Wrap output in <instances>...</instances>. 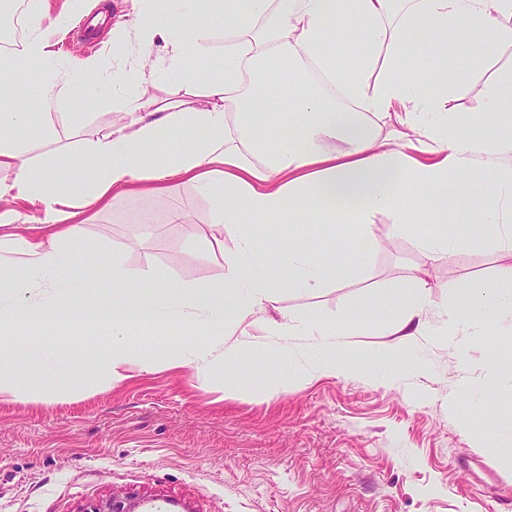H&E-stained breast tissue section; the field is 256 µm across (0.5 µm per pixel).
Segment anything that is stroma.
<instances>
[{"instance_id":"1","label":"stroma","mask_w":512,"mask_h":512,"mask_svg":"<svg viewBox=\"0 0 512 512\" xmlns=\"http://www.w3.org/2000/svg\"><path fill=\"white\" fill-rule=\"evenodd\" d=\"M167 9L176 31L210 29L196 57L200 75L222 67L225 25L184 7L180 0H86L87 14L125 22L140 13ZM51 69L66 85L63 99L45 107L42 78L25 67L15 72L21 104L30 115L20 141L59 176L48 195L68 191L82 163V145L116 126L128 96L196 107L202 86L186 83L170 68L162 43L151 61L154 79L130 81L120 89L82 76L78 61L94 59L102 75H122L141 62L133 35L113 36L111 27H72L54 35ZM448 70L460 74L459 118L477 137L492 133L486 86L512 73V46L503 47L486 68L449 54ZM289 112L278 84L266 85L252 110L265 126L268 144L282 127L270 106ZM491 176L486 167L453 178L428 195L423 223L393 235L389 212L374 214L373 249L359 254L357 229L342 216L315 215L309 224L288 221L224 229V250L205 239L212 200L194 183L171 181L162 193L143 189L79 208L82 238L68 248L75 283L64 300L72 306L111 292L105 272L120 264L142 292L162 279L190 289L222 286L223 253L237 249L240 233L261 241L279 265L286 248L315 254L344 251V267L316 288L277 289L268 318H318L328 326L367 295L408 292L419 271L432 285L428 298L430 335L394 347L382 325L365 326L332 348L324 336L270 334L225 337L221 327L182 320L151 321L126 342L137 357L157 362L149 372L126 368L112 385V327L67 323L0 331V364L21 367L20 383L38 394H0V512H85L95 501L137 493L144 512H512V371L492 365L506 336L453 335L450 325L458 291L471 282L496 279L504 260L493 245L495 230L484 225L446 224L442 215ZM17 224L0 223V270L26 264L8 237L36 225L38 202L14 201ZM182 223H168L172 211ZM449 234L453 251L435 256L423 240ZM213 349L215 369L198 378L191 365L196 346ZM352 362L349 378L320 371L332 352ZM178 357L183 366L165 367ZM288 381L286 392L265 396L271 377ZM233 394H225V386ZM490 417L483 438L467 435L478 415Z\"/></svg>"}]
</instances>
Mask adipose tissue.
Here are the masks:
<instances>
[{
	"label": "adipose tissue",
	"instance_id": "1",
	"mask_svg": "<svg viewBox=\"0 0 512 512\" xmlns=\"http://www.w3.org/2000/svg\"><path fill=\"white\" fill-rule=\"evenodd\" d=\"M81 2L70 0L69 9L56 17L54 31L35 30L21 52L26 67L44 69L53 32L70 27ZM190 5L229 22L223 71L204 80L206 102L192 111L127 98L124 124L85 149L93 198L118 196L140 184L160 193L170 180L192 182L212 197L208 245L215 250H223L225 225L262 224L283 216L300 224L308 213L332 210L338 200L349 202L362 240H369L371 216L379 210L393 214V230L400 233L420 220L417 191L435 190L482 162L502 166L499 178L486 184L484 197L512 205V132L480 140L471 136L457 119L459 87L449 81L443 63L453 49L481 67L500 47L512 45V0H190ZM394 14L399 17L395 23L390 20ZM343 17L355 22L358 37L340 25ZM132 25L137 37L162 41L172 67L194 77L190 52L207 41L206 30L177 34L161 14L136 16ZM272 59L279 64L274 77L287 90L293 110L285 134L271 147L259 125L233 127L227 116L241 111L256 92L246 86V75ZM17 61L1 60L0 74L15 71ZM371 113L394 118L392 140H379L367 120ZM28 119L15 102L0 99V168L16 171L11 185L0 186V199L43 197L53 179L45 163L27 157L10 138ZM184 130L193 131V138L165 162H155L151 146ZM416 138L432 143L430 162L409 155ZM70 218L49 205L42 220L52 230L48 238L13 237V249L26 255L27 264L24 276L11 280V290L44 280L63 293L72 288L70 263L60 249L81 233ZM481 221L495 224L496 247L508 262L495 282L470 284L454 310V322L478 333L512 317V225L497 223L492 208ZM223 260L227 272L219 292L206 285L186 294L165 280L158 285L159 298L136 301L127 274L115 265L107 272L111 296L86 308L16 298L0 306V328L106 321L113 335L122 336L143 317L172 319L187 302L200 324L261 327L260 316L272 301L263 243L242 237ZM338 263L333 253L291 257L288 282L317 287ZM415 286L410 300L369 299L352 308L344 317L346 327L381 321L396 336L426 335L429 283L419 277Z\"/></svg>",
	"mask_w": 512,
	"mask_h": 512
}]
</instances>
